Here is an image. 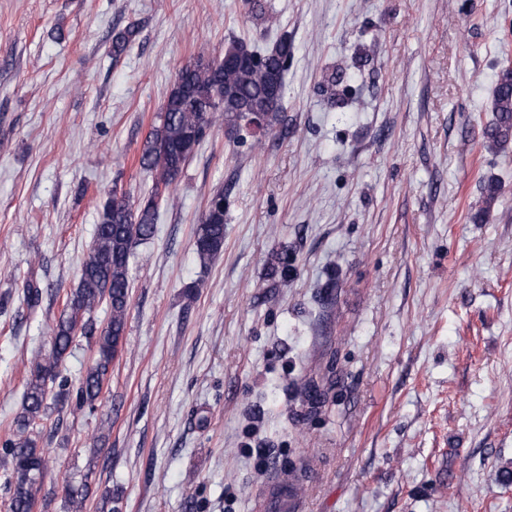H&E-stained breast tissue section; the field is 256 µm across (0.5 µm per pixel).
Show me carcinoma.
I'll return each mask as SVG.
<instances>
[{"label":"carcinoma","instance_id":"1","mask_svg":"<svg viewBox=\"0 0 512 512\" xmlns=\"http://www.w3.org/2000/svg\"><path fill=\"white\" fill-rule=\"evenodd\" d=\"M138 34L130 26L112 38V56L117 59ZM294 43L283 33L267 47L244 39H232L218 55L200 53L182 66L171 85L159 124L147 136L140 164L155 173V185L148 198L133 206L123 198H110L99 212L93 242L81 266L79 282L67 296L65 307L50 327L52 343L38 354L29 370L23 410L10 438L0 444V472L10 494L9 512H33V489L46 476L44 449L38 446L37 428L47 418L50 402L62 393L52 391L60 367L78 334L93 335L91 316L106 305L109 318L95 340L92 366L79 380L76 408L91 405L108 379L126 330L129 306V259L134 246L154 233L158 209L168 200L165 191L189 161L185 149L199 144L206 131L218 123L229 132L246 127L251 114H262L264 131L276 130L282 111L288 62ZM279 78V94L269 85ZM493 119L482 130L485 148L498 150L512 141V67L498 74L492 96ZM502 191L500 182L490 178L481 187V205L472 215L476 223L486 221ZM224 192L214 193L207 202L196 229L195 249L204 264L224 250Z\"/></svg>","mask_w":512,"mask_h":512}]
</instances>
